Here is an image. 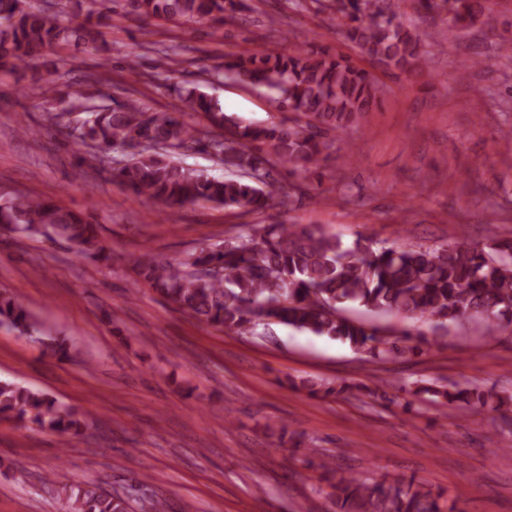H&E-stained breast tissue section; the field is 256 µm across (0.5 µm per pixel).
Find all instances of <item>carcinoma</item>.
I'll return each mask as SVG.
<instances>
[{
    "label": "carcinoma",
    "mask_w": 512,
    "mask_h": 512,
    "mask_svg": "<svg viewBox=\"0 0 512 512\" xmlns=\"http://www.w3.org/2000/svg\"><path fill=\"white\" fill-rule=\"evenodd\" d=\"M448 25L466 29L477 23L488 30L498 20L484 0H445ZM89 0L85 19L73 24L56 20L46 9L26 6V0H0V67L31 70L45 81L49 94L57 84L39 75L38 60L56 46L100 50L101 27L109 16ZM122 16L141 22L204 20L217 34L236 19L240 0H122ZM331 15L346 26V37L371 60L403 73L425 62L428 32L415 33L391 8L389 0H332ZM489 58L475 52L459 66L460 76L485 66ZM234 75L272 93L280 112L310 118L304 126H242L228 117L199 86L178 89L176 112L151 111L136 100L86 113L71 127L66 112H49L46 120L78 144L91 141L95 150H81L79 164L91 173L105 170L102 151L120 144L129 149L148 146L112 170L116 181L135 199L168 205L205 202L226 208L264 212L286 207L287 191L268 189L277 162L295 176L320 168L329 144L327 130H336L368 112L376 88L368 71L349 59L332 55L305 40L293 53L267 45L241 56H226L217 75ZM202 112L208 127L190 122ZM205 146L238 178H216L176 163L172 153ZM0 231L26 236L60 237L75 253L107 267L112 253L99 226L84 212L74 211L43 196L0 193ZM135 281L153 288L178 310L200 324L226 333L252 334L259 325L281 324L349 344L374 358L420 352L408 344L412 333L392 339L341 314L340 306L356 304L369 312H396L409 320L427 319L440 327L477 319L493 334L500 324H512V240L485 249L460 233L440 249L382 248L372 250L357 239L345 247L334 236L299 224H244L237 234L204 244L171 263L145 252L130 261ZM0 324L28 334L31 313L16 299L0 293ZM312 395L384 399L383 387L346 381L309 388ZM445 406L463 405L497 412L512 396L479 384L466 387L420 381L408 390ZM0 419L29 420L58 435L65 445L86 435L87 424L76 413L62 410L48 394L12 382H0ZM332 492L336 512H458L456 502L434 494L414 481L369 480L360 475H336L332 463H317ZM65 512H133L132 499L102 490L94 483L61 486Z\"/></svg>",
    "instance_id": "cac0c4a2"
}]
</instances>
